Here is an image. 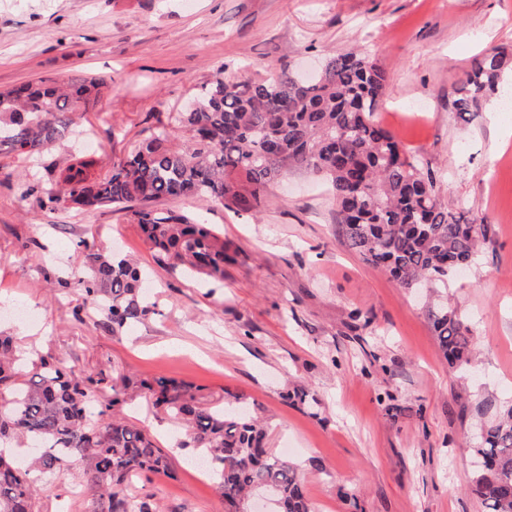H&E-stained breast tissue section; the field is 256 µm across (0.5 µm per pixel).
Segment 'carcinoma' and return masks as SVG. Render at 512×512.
Here are the masks:
<instances>
[{
  "instance_id": "carcinoma-1",
  "label": "carcinoma",
  "mask_w": 512,
  "mask_h": 512,
  "mask_svg": "<svg viewBox=\"0 0 512 512\" xmlns=\"http://www.w3.org/2000/svg\"><path fill=\"white\" fill-rule=\"evenodd\" d=\"M512 67L504 51L475 59L458 89V112H477ZM387 82L368 54L329 53L317 75L291 73L235 80L217 72L191 104L157 119L127 156L94 173L97 159L61 158L51 150L70 141L107 82L25 83L0 91V155L23 164L19 201L57 211L110 208L139 225L157 264L205 282L224 280L229 242L200 215L158 205L203 198L235 213L256 214L268 186L294 166L331 186L342 235L362 259L401 286L443 282L491 241L484 219L462 220L439 198L436 179L375 119ZM77 248L82 266L58 279L78 292L75 320L95 311L114 334L142 323L154 305L142 291L147 272L133 260L106 254L89 238ZM441 350L466 367L473 343L466 317L446 305L429 313ZM68 367L49 352L21 349L0 332V512H38V484L73 458L83 462L86 512H161L157 503L124 489L143 475L168 476V454L130 421L121 406L132 393L147 397L182 428L181 448L210 466L224 512H245L250 495L266 493L272 512H313L296 467L267 448L260 422L211 406L185 382L165 377L132 382ZM473 454L486 462L468 485L487 512H512V404L483 423ZM38 443L24 466L11 448Z\"/></svg>"
}]
</instances>
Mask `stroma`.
<instances>
[{
	"instance_id": "stroma-1",
	"label": "stroma",
	"mask_w": 512,
	"mask_h": 512,
	"mask_svg": "<svg viewBox=\"0 0 512 512\" xmlns=\"http://www.w3.org/2000/svg\"><path fill=\"white\" fill-rule=\"evenodd\" d=\"M353 49L387 73L378 121L444 201L491 226V243L442 290L469 318L470 368L448 364L423 298L348 246L326 185L298 168L270 184L256 216L184 202L239 252L220 284L158 266L122 214L20 206L0 168V332L87 373L243 397L271 450L297 465L314 512H485L467 488L476 425L512 402V112L498 95L477 113L454 99L473 58L512 55V0H0V89L110 81L87 114L104 169L216 71L267 77ZM87 234L149 273L155 312L125 334L94 313L76 321L77 296L56 281ZM294 387L316 413L285 399ZM125 411L173 472L128 493L164 512H224L191 449L177 447L179 429L143 401ZM81 475L75 460L42 483L40 512H83Z\"/></svg>"
}]
</instances>
